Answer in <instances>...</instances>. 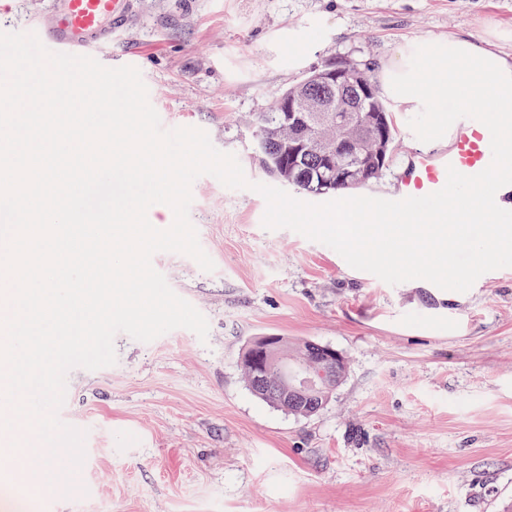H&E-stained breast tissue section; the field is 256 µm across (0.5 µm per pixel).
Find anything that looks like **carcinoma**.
I'll return each mask as SVG.
<instances>
[{
    "label": "carcinoma",
    "mask_w": 512,
    "mask_h": 512,
    "mask_svg": "<svg viewBox=\"0 0 512 512\" xmlns=\"http://www.w3.org/2000/svg\"><path fill=\"white\" fill-rule=\"evenodd\" d=\"M350 86L328 87L308 83L312 73L294 85L315 101L311 112H285L275 103L267 112L258 114L255 122V144L267 171L283 185L314 196L342 195L354 188L346 180V172L357 167L369 184L382 175L391 157L381 160L375 153L379 121H384L389 141L395 140V127L380 89L369 75V67L344 60ZM370 81L372 94H359L357 81ZM355 141V147L341 155L326 154L321 145H336L342 134ZM332 348L311 341L294 347L280 336H263L245 349L241 370L250 390L259 399L293 415L317 414L329 401L343 377L339 354ZM307 367L312 381L301 385L285 376L284 365ZM264 379L257 380L258 367Z\"/></svg>",
    "instance_id": "cac0c4a2"
}]
</instances>
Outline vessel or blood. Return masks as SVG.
Listing matches in <instances>:
<instances>
[{
    "instance_id": "b4317fda",
    "label": "vessel or blood",
    "mask_w": 512,
    "mask_h": 512,
    "mask_svg": "<svg viewBox=\"0 0 512 512\" xmlns=\"http://www.w3.org/2000/svg\"><path fill=\"white\" fill-rule=\"evenodd\" d=\"M130 0H53L46 18L28 29L51 51L100 58L114 33L123 29ZM492 161L491 135L478 120L461 118L448 130L443 147L418 150L406 164L391 197H423L444 187L448 168L465 175L483 171Z\"/></svg>"
}]
</instances>
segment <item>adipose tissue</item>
Segmentation results:
<instances>
[{"label": "adipose tissue", "mask_w": 512, "mask_h": 512, "mask_svg": "<svg viewBox=\"0 0 512 512\" xmlns=\"http://www.w3.org/2000/svg\"><path fill=\"white\" fill-rule=\"evenodd\" d=\"M430 67L438 80L425 78ZM430 67L412 45H400L381 72L382 93L406 112H465L477 98L493 101L498 111L512 112V53L495 43L480 46L448 38Z\"/></svg>", "instance_id": "adipose-tissue-1"}]
</instances>
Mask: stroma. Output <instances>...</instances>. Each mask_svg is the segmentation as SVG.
Wrapping results in <instances>:
<instances>
[{
    "instance_id": "35a3bbf8",
    "label": "stroma",
    "mask_w": 512,
    "mask_h": 512,
    "mask_svg": "<svg viewBox=\"0 0 512 512\" xmlns=\"http://www.w3.org/2000/svg\"><path fill=\"white\" fill-rule=\"evenodd\" d=\"M512 47V0H133L113 50L138 48L156 111L205 130L249 181L275 185L254 121L315 66L371 75L404 43L431 59L451 36ZM389 167L357 193L396 189L421 148L394 110ZM189 217L215 264L152 265L208 320L114 337L115 365L72 369L60 420L85 460L51 512H512V267L464 293L389 285L332 248L262 225L263 197L203 175ZM263 336L334 348L345 375L299 417L256 398L240 369Z\"/></svg>"
}]
</instances>
